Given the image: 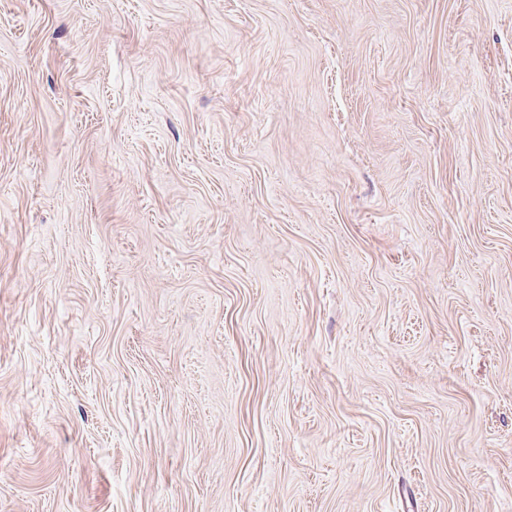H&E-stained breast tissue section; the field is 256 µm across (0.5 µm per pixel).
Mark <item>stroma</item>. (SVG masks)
Wrapping results in <instances>:
<instances>
[{"mask_svg": "<svg viewBox=\"0 0 512 512\" xmlns=\"http://www.w3.org/2000/svg\"><path fill=\"white\" fill-rule=\"evenodd\" d=\"M0 512H512V0H0Z\"/></svg>", "mask_w": 512, "mask_h": 512, "instance_id": "1", "label": "stroma"}]
</instances>
